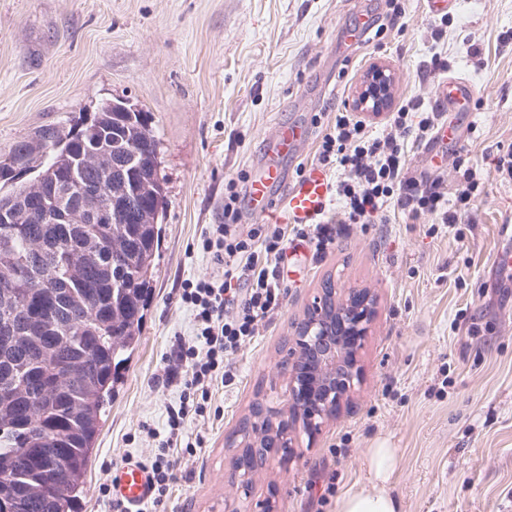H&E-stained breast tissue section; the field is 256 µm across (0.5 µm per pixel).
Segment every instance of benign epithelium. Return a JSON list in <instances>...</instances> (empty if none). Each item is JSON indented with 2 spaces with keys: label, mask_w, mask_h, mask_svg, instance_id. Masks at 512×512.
<instances>
[{
  "label": "benign epithelium",
  "mask_w": 512,
  "mask_h": 512,
  "mask_svg": "<svg viewBox=\"0 0 512 512\" xmlns=\"http://www.w3.org/2000/svg\"><path fill=\"white\" fill-rule=\"evenodd\" d=\"M390 90L389 69L374 64L365 73L362 89L352 98V104L361 111L382 112L390 103ZM308 311L310 314L296 323L293 336L285 343L282 368L288 378L290 404L300 401L324 405L319 415L309 414L306 432L312 440L325 421L337 414L344 395L361 379L358 351L369 334L376 301L370 292L352 288L332 304L318 296ZM302 413L301 408L284 410L263 405L260 417L278 423L281 435L267 442L261 430L250 426L226 442L227 447L240 449L233 463L234 479L239 485L253 478L267 463L288 459L291 433L302 422Z\"/></svg>",
  "instance_id": "1"
}]
</instances>
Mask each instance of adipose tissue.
<instances>
[{
    "label": "adipose tissue",
    "instance_id": "1",
    "mask_svg": "<svg viewBox=\"0 0 512 512\" xmlns=\"http://www.w3.org/2000/svg\"><path fill=\"white\" fill-rule=\"evenodd\" d=\"M366 482L346 492L338 501L336 512H401V506L388 484L396 467V451L388 447L367 451Z\"/></svg>",
    "mask_w": 512,
    "mask_h": 512
}]
</instances>
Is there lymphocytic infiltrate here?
Listing matches in <instances>:
<instances>
[{
    "mask_svg": "<svg viewBox=\"0 0 512 512\" xmlns=\"http://www.w3.org/2000/svg\"><path fill=\"white\" fill-rule=\"evenodd\" d=\"M446 121L440 105L416 95L398 104L389 119L390 133L375 136L349 113L346 102H339L336 122L323 134L316 162L341 173L336 197L342 223L387 224L391 211L397 210L412 219L431 216L439 224L453 225L469 214L480 187L475 170L465 169L462 183L452 192L440 178L409 173L405 138L432 139ZM239 197L230 191L223 223L211 225L201 240L203 253L223 266V278L188 282L180 295L193 312L196 331L190 340L178 342L165 370L164 385L182 388L180 403L167 411L166 440L144 461L152 474L156 505L167 499L182 459L197 453L196 443L182 439L186 421L207 416L214 383L232 384V360L282 304L280 263L288 240H309L320 250L335 241L333 228L326 224H258L240 232Z\"/></svg>",
    "mask_w": 512,
    "mask_h": 512,
    "instance_id": "obj_1",
    "label": "lymphocytic infiltrate"
}]
</instances>
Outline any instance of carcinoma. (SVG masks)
<instances>
[{"mask_svg": "<svg viewBox=\"0 0 512 512\" xmlns=\"http://www.w3.org/2000/svg\"><path fill=\"white\" fill-rule=\"evenodd\" d=\"M143 151L134 155L138 145ZM83 157L74 224L44 219L45 172ZM150 181L125 190L128 163ZM0 512H77L120 365L139 341L166 204L147 113L101 104L0 156Z\"/></svg>", "mask_w": 512, "mask_h": 512, "instance_id": "1", "label": "carcinoma"}]
</instances>
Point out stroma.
Here are the masks:
<instances>
[{"instance_id": "1", "label": "stroma", "mask_w": 512, "mask_h": 512, "mask_svg": "<svg viewBox=\"0 0 512 512\" xmlns=\"http://www.w3.org/2000/svg\"><path fill=\"white\" fill-rule=\"evenodd\" d=\"M385 0H0V155L39 127L72 124L105 101L148 112L158 139L168 205L160 220L150 298L139 343L119 370L79 500V512H113L105 469L145 459L165 431L178 386L161 383L178 340L195 334L180 304L184 282L219 275L200 236L224 221L229 180L250 177L280 126L309 137L277 161L287 178L313 162L328 103L352 98L370 64L393 73L392 99L428 92L430 16L406 0L404 31L333 53L337 35ZM440 44L448 78L474 86L469 111L449 113L470 134L453 152L409 143L411 170L436 171L456 189L461 167L483 191L451 227L430 217L352 224L335 244L287 249L284 301L235 357L233 385L215 384L223 416L193 421L200 455L172 490L167 512H228L240 499L228 435L257 396L282 404L283 345L324 281L371 290L376 316L359 351L363 379L315 438L292 435L293 455L255 477L252 501L276 512H336L365 481L366 451L395 448L389 490L401 512H512V179L492 161L512 146V0H459ZM479 57H472L470 46ZM347 76H340V68Z\"/></svg>"}]
</instances>
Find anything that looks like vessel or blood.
<instances>
[{"label": "vessel or blood", "instance_id": "b4317fda", "mask_svg": "<svg viewBox=\"0 0 512 512\" xmlns=\"http://www.w3.org/2000/svg\"><path fill=\"white\" fill-rule=\"evenodd\" d=\"M473 97L472 85L464 80L441 84V100L455 109ZM282 172L274 161L265 162L250 184V200L256 213L272 217L278 224H315L325 215L333 184L326 168L317 164L304 166L298 179L287 186L281 197L272 189L281 184ZM112 494L116 499L136 507L149 499L151 481L148 471L137 460H125L115 472Z\"/></svg>", "mask_w": 512, "mask_h": 512}]
</instances>
